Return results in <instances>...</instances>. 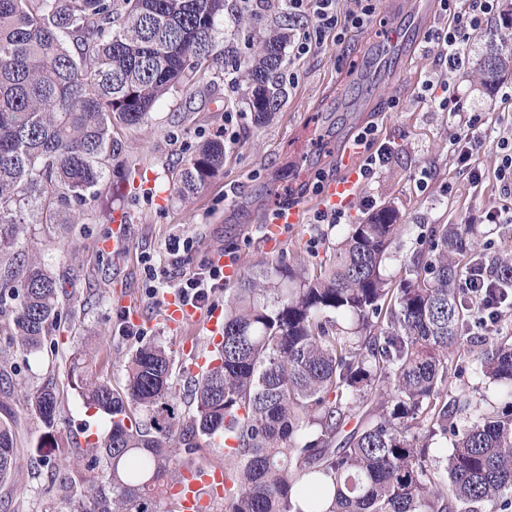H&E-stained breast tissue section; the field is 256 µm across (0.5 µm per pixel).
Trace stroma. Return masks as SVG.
<instances>
[{
    "label": "stroma",
    "instance_id": "35a3bbf8",
    "mask_svg": "<svg viewBox=\"0 0 512 512\" xmlns=\"http://www.w3.org/2000/svg\"><path fill=\"white\" fill-rule=\"evenodd\" d=\"M238 0H226L223 37L234 53L250 50L257 29L283 23V15L263 12L257 29L237 27ZM442 15L417 22L413 0H381L379 16L369 27L349 32L345 39L323 35L311 53L294 63V83L285 85L278 112L255 124L242 91H230L223 80H201L191 89L168 94L152 110L148 122L136 129H119L128 147L134 172L149 171L155 186L144 191L132 180L107 177L85 223L46 230L33 224L13 262L22 269L30 260L45 262L58 275L73 278L74 286L61 299V318L40 351L24 355L0 319V419L15 430L16 465L0 482V512H69L71 502L59 488L71 458L82 456L90 433H104L108 419L93 414L72 377L76 356L94 352V375L116 391L125 387V364L148 337L162 344L173 358L172 403L179 413L190 412L188 380L182 371L183 347L188 341L206 346L203 327L176 332L159 322L161 297L150 295L143 270L151 258L157 270L178 280L168 267L166 245L176 237H190L194 250L187 271L213 260L216 253L236 256L243 272L264 262L302 263L323 259L328 243L340 229L326 224L286 228L282 248L261 246V229L278 203H306L307 214L317 210L310 188L316 173L326 180L340 174L344 146L366 125L376 126L377 143L389 144L392 159L372 180L364 182L345 208L346 221L362 222L369 213L391 205L402 215L403 231L386 273L400 278L404 266L419 248L418 238L430 224H464L479 209L499 206L503 196L492 175L496 154L486 149L477 158L486 178L472 187L460 177L451 154V140L459 133L456 118L439 111L423 98L422 84L440 73L433 54L424 48L429 29L445 25ZM512 44V0L481 29L472 32L468 61L449 80L455 84L468 111L488 113L496 134H512V100L501 89L512 85V72L501 76L498 87L481 85L473 64L493 45ZM239 112L236 143L227 149L222 175L185 204L169 188L179 161L197 144L220 131L224 114ZM433 171L427 192H420L415 176L421 168ZM453 184L452 195L441 187ZM122 212L123 226L110 213ZM127 295L153 320L145 337L125 335V308L118 295ZM52 383L59 408L57 432L64 453L46 454L41 446L44 427L26 402L28 392Z\"/></svg>",
    "mask_w": 512,
    "mask_h": 512
}]
</instances>
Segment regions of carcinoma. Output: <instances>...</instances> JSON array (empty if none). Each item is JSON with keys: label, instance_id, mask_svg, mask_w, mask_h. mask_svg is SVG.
I'll use <instances>...</instances> for the list:
<instances>
[{"label": "carcinoma", "instance_id": "cac0c4a2", "mask_svg": "<svg viewBox=\"0 0 512 512\" xmlns=\"http://www.w3.org/2000/svg\"><path fill=\"white\" fill-rule=\"evenodd\" d=\"M223 22L224 0H0V257L18 250L27 224L83 223L106 177L129 170L114 129L144 124L170 92L221 72ZM287 45L277 25L234 59L257 123L285 97ZM510 66L511 46L479 64L491 86ZM224 153V138L201 141L171 178L175 196L191 201ZM400 219L384 205L342 230L313 269L277 263L243 276L187 415L170 404L172 362L155 342L127 362L122 395L74 364L85 403L110 426L64 480L89 485L73 512H151L169 476L225 434L238 442L224 453L227 512H512V335L476 327L460 287L485 243L473 224H431L393 280L384 267ZM499 276L492 312L512 303L511 260ZM65 284L39 261L20 278L0 274V317H12L24 354L57 324ZM472 344L481 349L470 373L497 384L501 399L462 425L469 402L452 392L458 353ZM27 400L42 443L59 447L53 388ZM136 410L145 421L131 422ZM448 440L450 450L431 447ZM15 463L0 420V481Z\"/></svg>", "mask_w": 512, "mask_h": 512}]
</instances>
